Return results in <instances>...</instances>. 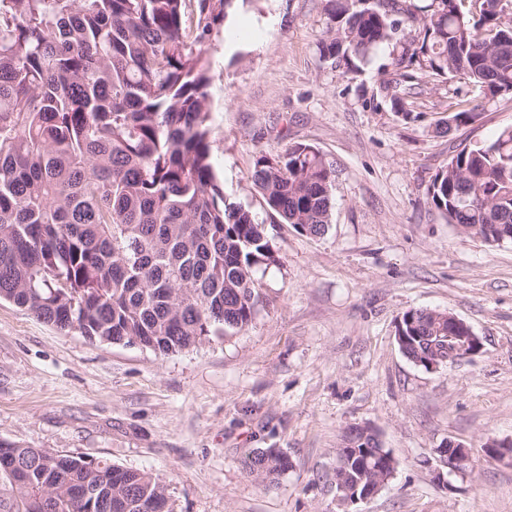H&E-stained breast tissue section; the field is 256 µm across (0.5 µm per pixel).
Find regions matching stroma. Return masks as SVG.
<instances>
[{
  "label": "stroma",
  "instance_id": "stroma-1",
  "mask_svg": "<svg viewBox=\"0 0 512 512\" xmlns=\"http://www.w3.org/2000/svg\"><path fill=\"white\" fill-rule=\"evenodd\" d=\"M325 0H238L206 48L213 164L225 196L264 224L273 259L256 271L264 302L230 337L170 355L65 334L0 301V440L146 471L171 512H512V244L489 247L427 203L435 173L461 148L512 126V103L440 134L482 98L455 80L405 81L411 118L383 89L379 49L358 71L321 59ZM309 143L335 168L326 232L278 216L249 171L258 152ZM447 311L481 351L427 370L395 336L407 310ZM373 427L398 462L374 496L343 505L336 454ZM469 467L435 477L446 440ZM259 448L292 466L272 489L250 476Z\"/></svg>",
  "mask_w": 512,
  "mask_h": 512
}]
</instances>
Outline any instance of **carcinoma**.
<instances>
[{
    "mask_svg": "<svg viewBox=\"0 0 512 512\" xmlns=\"http://www.w3.org/2000/svg\"><path fill=\"white\" fill-rule=\"evenodd\" d=\"M235 0H0V300L92 342L160 354L247 327L272 248L254 214L230 202L212 164L206 46ZM326 0L320 57L354 71L382 45L404 78L476 86L475 120L512 101V16L503 0ZM284 224L325 233L333 168L310 144L259 153L249 174ZM428 204L489 247L512 243V127L464 148L428 188ZM447 312L411 309L396 332L413 363H448ZM0 512H103V497L155 512L152 474L107 460L7 443ZM291 462L261 448L250 474L270 486ZM397 460L369 426L336 456L337 496L386 482Z\"/></svg>",
    "mask_w": 512,
    "mask_h": 512,
    "instance_id": "cac0c4a2",
    "label": "carcinoma"
}]
</instances>
